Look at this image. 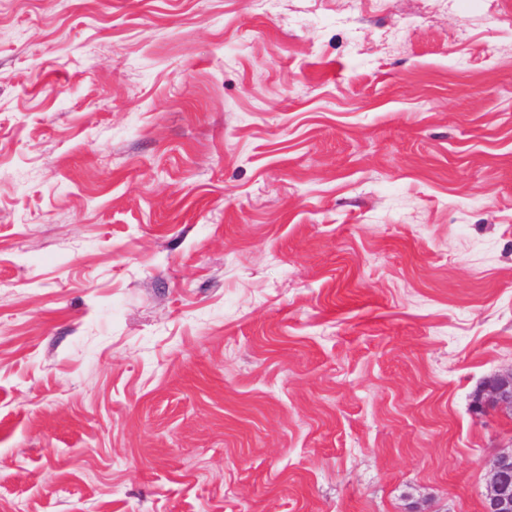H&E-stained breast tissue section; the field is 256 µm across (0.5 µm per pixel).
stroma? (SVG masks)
I'll return each instance as SVG.
<instances>
[{
	"label": "stroma",
	"instance_id": "stroma-1",
	"mask_svg": "<svg viewBox=\"0 0 512 512\" xmlns=\"http://www.w3.org/2000/svg\"><path fill=\"white\" fill-rule=\"evenodd\" d=\"M509 370L512 0H0V512H482ZM476 407L487 406L512 410V370L488 378L476 396Z\"/></svg>",
	"mask_w": 512,
	"mask_h": 512
}]
</instances>
